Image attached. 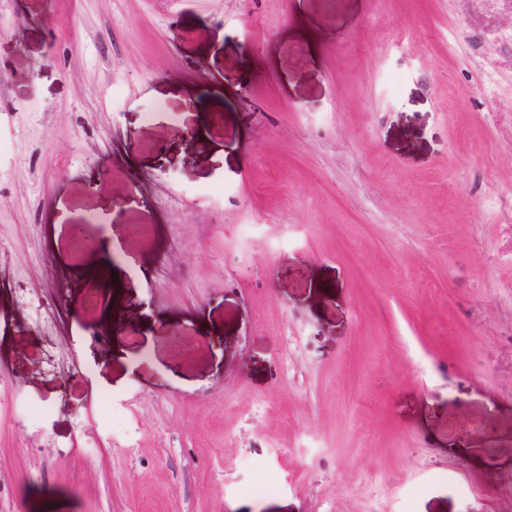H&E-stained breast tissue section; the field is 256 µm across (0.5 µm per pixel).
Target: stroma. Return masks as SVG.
Returning a JSON list of instances; mask_svg holds the SVG:
<instances>
[{"instance_id": "35a3bbf8", "label": "stroma", "mask_w": 512, "mask_h": 512, "mask_svg": "<svg viewBox=\"0 0 512 512\" xmlns=\"http://www.w3.org/2000/svg\"><path fill=\"white\" fill-rule=\"evenodd\" d=\"M0 250V512H512V0H0Z\"/></svg>"}]
</instances>
